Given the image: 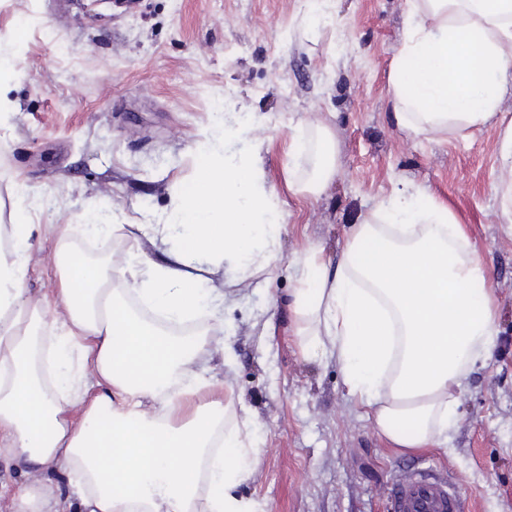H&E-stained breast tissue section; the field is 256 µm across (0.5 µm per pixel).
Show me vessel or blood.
Listing matches in <instances>:
<instances>
[{
  "mask_svg": "<svg viewBox=\"0 0 512 512\" xmlns=\"http://www.w3.org/2000/svg\"><path fill=\"white\" fill-rule=\"evenodd\" d=\"M393 512H462L459 487L447 478L414 470L388 488Z\"/></svg>",
  "mask_w": 512,
  "mask_h": 512,
  "instance_id": "1",
  "label": "vessel or blood"
}]
</instances>
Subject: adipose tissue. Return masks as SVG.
<instances>
[{
    "instance_id": "ef3b65f1",
    "label": "adipose tissue",
    "mask_w": 512,
    "mask_h": 512,
    "mask_svg": "<svg viewBox=\"0 0 512 512\" xmlns=\"http://www.w3.org/2000/svg\"><path fill=\"white\" fill-rule=\"evenodd\" d=\"M511 83L512 0H412L392 90L399 125L417 135L485 125ZM235 123L200 132L194 175L164 217L125 224L160 253L90 263L64 226L61 322L44 320L26 286L39 225L0 229V498L15 512H255L235 493L257 453L246 425L225 429L223 408L190 404L210 386L194 367L224 327L168 330L205 307L210 277L230 271L238 285L281 259V215L255 156L225 153L227 134L244 141L253 129L251 116ZM316 132L312 169L296 181L315 196L336 173L333 136ZM381 210L355 225L336 266L309 247L304 270L317 281L291 309L297 335L335 355L379 433L430 448L447 441L469 371L491 355L497 307L449 211L418 212L404 195ZM49 472L72 494L40 483Z\"/></svg>"
}]
</instances>
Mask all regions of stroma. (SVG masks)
<instances>
[{"instance_id": "35a3bbf8", "label": "stroma", "mask_w": 512, "mask_h": 512, "mask_svg": "<svg viewBox=\"0 0 512 512\" xmlns=\"http://www.w3.org/2000/svg\"><path fill=\"white\" fill-rule=\"evenodd\" d=\"M0 0V58L13 80L0 119V226L24 213L43 230L27 286L59 313V224L156 223L195 165L211 108L261 123L260 167L284 230L275 270L226 288L198 325L223 319L236 360L204 361L232 391L227 418L249 416L257 461L239 494L258 512H392L388 486L420 467L459 484L464 512H512V235L500 220V120L415 135L391 111L408 0ZM23 32L15 40L14 32ZM336 142L326 190L296 193L311 166L313 125ZM27 185L18 197V185ZM443 206L488 268L499 313L493 355L470 374L448 442L395 448L348 394L335 359L308 355L291 302L309 245L336 261L354 225L396 192Z\"/></svg>"}]
</instances>
